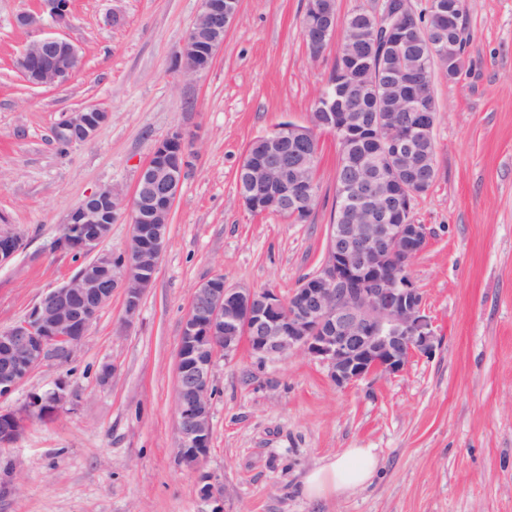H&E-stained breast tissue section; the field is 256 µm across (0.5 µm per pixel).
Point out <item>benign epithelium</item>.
I'll list each match as a JSON object with an SVG mask.
<instances>
[{
    "label": "benign epithelium",
    "instance_id": "1",
    "mask_svg": "<svg viewBox=\"0 0 512 512\" xmlns=\"http://www.w3.org/2000/svg\"><path fill=\"white\" fill-rule=\"evenodd\" d=\"M380 5L374 27H360L351 40L341 43L339 55L346 58V66L316 97L313 111L320 118L308 125L287 121L270 133L262 160L244 168L249 188L239 192L241 204L251 212L290 208L307 218L313 211L314 168L304 155L296 166L286 167V149L308 148L320 126L341 144L371 134L377 144L375 157L346 161L352 190L344 191L343 207L355 223L328 225L318 270L287 298L272 289L227 287L214 278L193 289L181 331L174 398L178 456L188 465L209 447L212 371L220 354L229 360L245 344L264 364L302 353L343 388L375 374H399L414 356L434 350L436 335L410 267L429 237L426 225L415 223L412 213L427 188L426 181L415 175L433 166L416 151L418 139L430 131L433 101L429 91L416 84L415 71H385L375 82L394 85L393 109L417 113V122L399 133L391 116L358 112L372 86L364 46L379 45L396 55L415 45L411 33L418 12L410 0H380ZM41 6L56 22H67L70 0H41ZM239 10L240 0H200L199 13L177 55L184 74L198 75L212 65ZM426 13L431 24L425 36L437 46L435 54L448 78L455 79L462 67L447 47L454 46L451 34L462 15V3L454 0L445 14L436 0H428ZM304 17L303 38L316 59L336 33V0H305ZM79 66L77 48L57 36L32 41L15 60L16 69L34 87L63 85ZM107 119L108 113L98 108H82L69 113L55 134L68 145L84 143ZM189 163L184 133L176 130L154 146L130 200L104 185L70 210L55 246L83 261L23 320L0 331V397L46 362L66 361L113 292L123 295L126 320L137 317L157 271ZM125 204L131 214L126 246L117 255L103 252L101 246L111 232L108 213ZM20 246L18 234L1 230L0 264ZM0 423V446L5 447L20 436L25 418L0 412ZM199 494L213 505L210 512H223V484L206 481Z\"/></svg>",
    "mask_w": 512,
    "mask_h": 512
}]
</instances>
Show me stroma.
Here are the masks:
<instances>
[{"mask_svg":"<svg viewBox=\"0 0 512 512\" xmlns=\"http://www.w3.org/2000/svg\"><path fill=\"white\" fill-rule=\"evenodd\" d=\"M200 0H71L67 24L37 0H0V228L22 237L0 264V330L78 266L55 248L69 211L104 185L134 190L173 130L193 155L154 282L133 323L120 293L64 365L47 363L0 410L18 412L56 384L66 400L31 416L0 449V512H202V477L224 485V512H512V0H465L468 47L456 80L437 70V177L416 201L427 247L411 262L438 338L396 375L339 388L300 354L259 364L248 349L217 359L209 451L176 452L174 390L181 326L197 284L289 296L315 273L336 199L339 147L318 132V203L293 222L238 200L249 145L290 120L308 124L339 51L311 58L304 0H241L211 68L194 78L177 53ZM35 24L17 22L23 13ZM72 41L81 64L62 86H30L13 65L29 42ZM97 106L91 141L52 139L66 114ZM115 372L101 384L103 366ZM374 448L371 485L311 500L312 468Z\"/></svg>","mask_w":512,"mask_h":512,"instance_id":"obj_1","label":"stroma"}]
</instances>
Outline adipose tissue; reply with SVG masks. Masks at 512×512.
Masks as SVG:
<instances>
[{
  "instance_id": "ef3b65f1",
  "label": "adipose tissue",
  "mask_w": 512,
  "mask_h": 512,
  "mask_svg": "<svg viewBox=\"0 0 512 512\" xmlns=\"http://www.w3.org/2000/svg\"><path fill=\"white\" fill-rule=\"evenodd\" d=\"M379 463L376 449H344L308 473L304 480V492L311 498L353 492L371 482Z\"/></svg>"
}]
</instances>
